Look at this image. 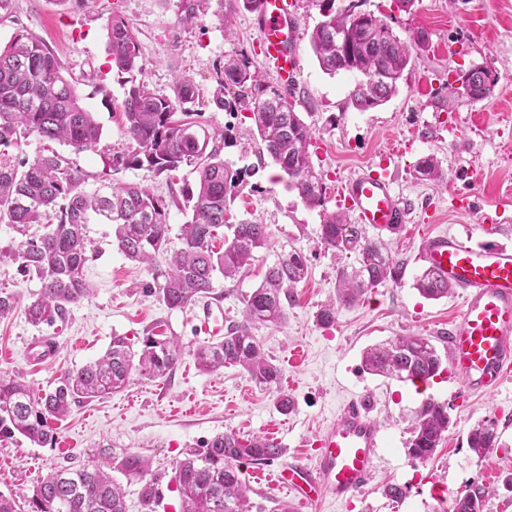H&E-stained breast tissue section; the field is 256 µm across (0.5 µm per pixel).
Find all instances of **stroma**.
<instances>
[{
    "label": "stroma",
    "instance_id": "stroma-1",
    "mask_svg": "<svg viewBox=\"0 0 512 512\" xmlns=\"http://www.w3.org/2000/svg\"><path fill=\"white\" fill-rule=\"evenodd\" d=\"M299 2L300 69L291 100L314 130L310 151L327 187L324 209L338 210L337 184L364 167H384L411 217L379 235L404 264L401 281L384 282L360 302L338 306L335 322L327 326L317 323L316 314L335 300L337 271L354 267L355 253L337 257L324 251L321 211L306 208L288 191L278 166L260 158L249 111L221 109L212 101L219 66L242 52L253 58L259 53L254 14L243 0H208L189 24L181 0H10L0 9V44L20 30L42 40L101 126L95 150L78 153L59 142L52 145L80 171L87 187L109 182L148 186L167 201L169 237L172 246H179L182 226L192 215L187 201L195 187L192 167L154 175L108 166L130 144L121 111L128 76L112 68L106 37L107 23L117 13L137 32L143 62L139 78L150 89L169 96L174 76L194 81L195 122L226 132L221 156L246 172L230 205L233 221L264 224L270 232L268 245L255 252L241 277L217 278L210 298L182 311L168 309L149 292L151 273L118 251L112 226L98 218L87 226L85 277L92 291L70 307L65 321L29 323L25 307L39 289L38 280L19 265L0 267V291L16 300L14 311L0 319V371L18 374L33 389L49 388L61 372L96 360L113 337H140L157 323L183 345L169 377L150 380L136 374L125 390L72 406L58 424L53 446L0 434V493L15 499L18 512H31L32 488L41 476L87 464L97 448L108 445L147 457L160 495L156 512H180L176 461L229 431L277 439L283 450L278 463L242 467L257 512H448L456 493L471 486L487 491L483 512H512V380L496 394L459 399L458 384L447 373L418 387L361 368L366 348L406 334L430 337L438 352H445V333L460 311L461 297L456 291L439 300L420 296L414 279L425 266L421 242L431 232L467 233L480 240L482 217L512 201V0H415L404 11L394 0H365V10L402 40L412 42L420 33L427 38L424 46H415L397 94L367 111L348 99L354 75L325 74L311 51L309 36L322 19L321 0ZM474 65L489 67L497 77L492 94L481 101L462 96L455 80ZM430 156L437 159L443 181L417 173L418 162ZM295 249L305 255L309 273L290 291L285 323L253 331L281 369L278 384L257 385L234 366L200 371L193 352L209 339L200 328L204 307L223 310L225 324L241 321L244 296ZM282 392L293 400L287 414L277 407ZM352 397L369 402L386 435L374 478L354 507L329 497L300 505L273 474L279 465L303 460L306 442ZM428 397L447 404L452 424L433 456L420 462L407 448L413 413ZM481 423L494 427L497 442L479 457L468 447L467 435ZM435 484L443 488V497L432 495ZM391 486L404 489V496H390Z\"/></svg>",
    "mask_w": 512,
    "mask_h": 512
}]
</instances>
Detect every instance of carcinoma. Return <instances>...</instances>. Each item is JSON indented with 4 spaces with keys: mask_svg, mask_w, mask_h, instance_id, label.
<instances>
[{
    "mask_svg": "<svg viewBox=\"0 0 512 512\" xmlns=\"http://www.w3.org/2000/svg\"><path fill=\"white\" fill-rule=\"evenodd\" d=\"M112 64L121 73L142 72L141 49L133 25L115 14L107 25ZM310 47L321 70L329 75L358 73L363 79L349 91L352 105L366 111L388 101L398 90L407 69L411 46L401 40L381 18L352 0L341 13L327 8L323 20L310 35ZM469 98L481 101L496 83L492 70L474 65L458 75ZM235 88L233 103L251 113L256 133L267 154L279 166L286 185L310 209L324 206L325 186L312 163V128L295 105L277 88L263 83L251 57L241 52L224 61L217 73L214 101L228 105L224 92ZM192 79H175L173 95L154 92L140 81L131 82L122 103L127 151L112 156L113 167L144 169L159 175L186 165L197 173L192 217L182 225L180 248L165 268L157 258L169 251L168 204L139 184H112L88 190L78 171L53 150L39 155L19 171L0 165V221L21 237L20 248L5 259L19 262L40 283L36 297L27 306L34 325H51L68 308L91 293L84 278L88 261L86 225L90 216L104 218L115 226L120 252L148 266L153 278L163 279L155 289L170 310H181L213 292L218 275L233 279L268 245L265 224L229 223L230 203L243 183L247 170L231 169L220 156L213 137L194 130L190 104L195 101ZM35 136L43 142H62L74 150L96 147L101 127L87 109L72 80L62 72L54 53L28 32L19 31L0 47V146H18ZM49 221L40 237L28 228ZM230 230L216 246L218 230ZM320 244L336 255L357 254L358 266L337 272L338 302L352 305L365 293L387 280L397 281L403 263L397 261L378 239L363 235L343 213L323 212ZM308 275L306 257L293 250L269 269L263 283L243 299V318L226 328L224 338L201 344L195 362L202 371L231 365L242 368L252 380L274 386L280 369L268 360L252 329L286 320L282 297ZM414 288L425 299L448 296L453 287L424 268ZM135 351L125 336H114L100 358L80 369L68 370L49 389L34 390L17 374L0 371V431L18 433L44 448L55 442L56 428L70 408L104 397L126 387L133 374L165 378L181 359L176 336L150 330L139 339ZM361 366L372 375L400 381L426 382L443 371L442 359L427 336H398L364 351ZM450 425L448 406L433 398L415 410L408 454L428 460L445 438ZM493 427L479 424L467 436L468 447L481 455L495 447ZM279 444L263 436L243 438L234 432L214 437L201 450L185 454L175 465V482L181 497V512H253L241 465H266L273 461L272 449ZM116 471L143 482L142 512H155V482L147 480L149 461L131 451L97 449V462L77 469H59L43 476L32 489L31 512H126L125 496L112 479ZM484 493L479 487L460 492L455 512H482Z\"/></svg>",
    "mask_w": 512,
    "mask_h": 512,
    "instance_id": "obj_1",
    "label": "carcinoma"
}]
</instances>
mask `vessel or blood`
Here are the masks:
<instances>
[{"mask_svg":"<svg viewBox=\"0 0 512 512\" xmlns=\"http://www.w3.org/2000/svg\"><path fill=\"white\" fill-rule=\"evenodd\" d=\"M298 0H261L254 23L262 63L283 85L298 75ZM355 223L388 230L406 223L408 207L387 175L364 170L341 186ZM427 266L462 291L458 316L448 328L450 371L464 392L493 394L512 376V249L457 234L427 238ZM385 435L361 398L346 401L311 442L306 461L280 467L276 478L303 504L329 496L351 503L371 482Z\"/></svg>","mask_w":512,"mask_h":512,"instance_id":"obj_1","label":"vessel or blood"}]
</instances>
